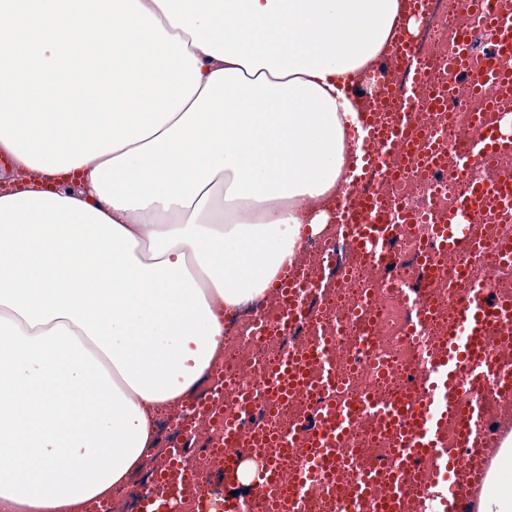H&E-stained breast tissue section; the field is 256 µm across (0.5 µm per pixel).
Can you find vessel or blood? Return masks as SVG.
<instances>
[{
    "label": "vessel or blood",
    "mask_w": 512,
    "mask_h": 512,
    "mask_svg": "<svg viewBox=\"0 0 512 512\" xmlns=\"http://www.w3.org/2000/svg\"><path fill=\"white\" fill-rule=\"evenodd\" d=\"M473 4L490 35V54L484 61L475 62L471 57L469 36L463 31L459 34V51L449 59L448 66L465 75L470 93L479 94L490 88L499 94H512V70L496 64L500 56H512V14L500 13L496 0H473ZM418 108L417 96L408 94L397 107L401 114L399 123L387 129L375 128L370 112L358 113L363 136L360 158L364 167L374 165L381 155L394 149L398 141L414 139L412 117ZM501 118L500 111L488 108L477 122L471 155L447 163L449 175L462 185L463 191L456 207L449 211L447 223L435 227L444 253L480 251L476 233L479 215L486 211L488 202L500 203L505 197H512V180H487L473 168L476 158L512 151V135L502 134ZM384 210V204L375 200L367 201L357 212L344 205L336 209L337 218L348 223L358 249L379 265L392 259L388 243L395 229L394 224L385 219ZM278 288L287 304L282 321L287 327L303 319L306 290L302 283L290 281L279 283ZM448 298L454 306L456 321L454 329L448 333L443 356L424 357V375L418 388L383 400L373 397L342 400L329 408L319 428L313 432L310 448L302 461L299 477L302 488L309 490L319 485L323 469L336 461L338 449L348 447L352 424L364 410L383 418L395 435L390 454L396 466L423 459L438 462L449 471L462 453H479L480 431L487 416L485 392L512 400V366L491 362L487 356L489 333L496 323H512V298L487 300L483 289L477 286L470 288L466 298H458L453 290L449 291ZM312 362L322 367L321 387L335 390L330 349L324 344L308 353H289L273 372L268 390L276 399L288 398L306 386V368ZM449 417L455 420L456 442L454 446L445 447L439 441V431ZM235 438L233 426L225 425L224 446L216 451L224 464V482L230 486L236 483V457L232 452ZM476 492V486L452 482L444 492L427 493L424 508L426 512H467ZM345 512H401L400 493L382 485L377 475L364 474Z\"/></svg>",
    "instance_id": "vessel-or-blood-1"
}]
</instances>
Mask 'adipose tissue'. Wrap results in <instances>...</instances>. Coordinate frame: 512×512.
Returning a JSON list of instances; mask_svg holds the SVG:
<instances>
[{
	"mask_svg": "<svg viewBox=\"0 0 512 512\" xmlns=\"http://www.w3.org/2000/svg\"><path fill=\"white\" fill-rule=\"evenodd\" d=\"M197 60L143 140L0 195V512H83L154 453L224 312L257 300L328 221L351 166L348 80L405 0H140Z\"/></svg>",
	"mask_w": 512,
	"mask_h": 512,
	"instance_id": "ef3b65f1",
	"label": "adipose tissue"
}]
</instances>
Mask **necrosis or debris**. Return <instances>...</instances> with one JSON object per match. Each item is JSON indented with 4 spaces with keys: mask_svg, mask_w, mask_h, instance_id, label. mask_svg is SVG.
Wrapping results in <instances>:
<instances>
[{
    "mask_svg": "<svg viewBox=\"0 0 512 512\" xmlns=\"http://www.w3.org/2000/svg\"><path fill=\"white\" fill-rule=\"evenodd\" d=\"M465 23L470 26L473 51H480L489 37L472 20L467 0H428L421 29L414 37L412 64L398 66L385 54L376 59L382 72L381 81L376 82L379 95L397 98L411 79L422 97L429 96L432 87L455 84L448 57L455 48L456 31ZM478 109V104L470 101L454 115L433 111L415 115L414 121L436 153L461 155L472 141V116ZM389 165L400 169L399 177L370 173L349 185L348 192L357 203L378 197L387 207L401 203L421 215V223L397 227L392 262L383 267L373 265L353 247L344 225L333 219L320 234L308 238L302 258L289 269L310 288L303 322L280 330L283 305L276 294L243 306L230 319L228 334L233 345L225 349L223 361L214 365L207 390L171 408L160 422L172 444L184 442L191 433L203 435L204 445L191 451L198 472L196 484L184 486L174 480L159 484L158 477L166 469L160 463L148 467L140 489L156 490L191 506L203 495L222 503L223 469L214 450L224 440L225 417L235 415L240 416L247 434L257 430L293 432L294 446L288 455L271 448L263 457L243 450L239 458L258 465L269 457L280 459L286 478L294 479L309 444L311 422L322 413L325 403L336 396L351 400L368 394L387 397L422 377L421 353L409 334L418 307L429 309L428 350L431 356H442L448 330L455 322L448 289L457 283L459 265H466L471 283L488 293H512V269L497 266L491 254L495 245L512 241V214L489 210L477 227L486 252L479 257L460 256L458 265L445 267L438 280H431L424 271L423 255L434 250V227L445 223L461 186L445 171H420L397 155L390 156ZM321 339L331 343L332 362L342 381L337 394L319 395L303 389L287 403L272 407V398L264 390L271 367L288 351L309 348ZM244 392L253 396V406L247 412L239 404ZM388 442L386 423L361 414L353 427L350 449L322 485L300 498L298 512H341L361 472L386 471Z\"/></svg>",
    "mask_w": 512,
    "mask_h": 512,
    "instance_id": "4bbe7bcc",
    "label": "necrosis or debris"
}]
</instances>
